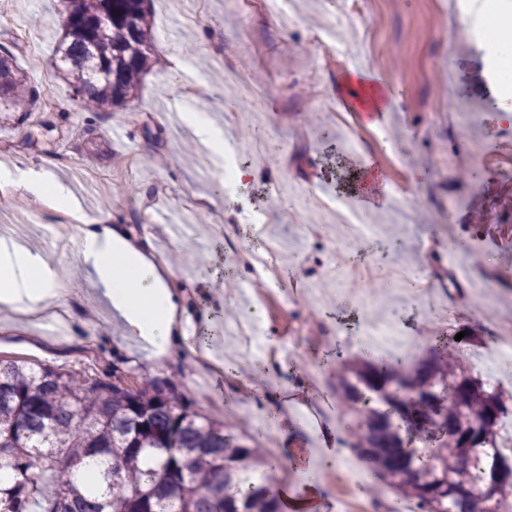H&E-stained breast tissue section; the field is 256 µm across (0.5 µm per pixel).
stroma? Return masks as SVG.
I'll use <instances>...</instances> for the list:
<instances>
[{
    "instance_id": "1",
    "label": "stroma",
    "mask_w": 512,
    "mask_h": 512,
    "mask_svg": "<svg viewBox=\"0 0 512 512\" xmlns=\"http://www.w3.org/2000/svg\"><path fill=\"white\" fill-rule=\"evenodd\" d=\"M196 0H152L153 63L138 97L110 112L84 111L68 87L53 75L62 0H6L7 20L0 21V47L14 40V30L27 26L26 40L15 52L16 62L36 86L43 101L30 112L0 114V170L51 161L53 175L81 203L84 214L108 212L129 239L142 243L157 259L168 261L179 252L184 261L172 264L175 281L187 311L199 304L218 308L211 330L223 339L224 354L235 353L225 338L228 309H248L262 301V316L270 342L288 336L291 319L328 324L340 330L337 338L309 340L307 357L319 366L317 378L293 363L280 361L265 367L261 354L240 356L239 371L251 388L216 396L211 370L183 346L153 357L139 337L126 333L121 322L100 298L92 276L80 263L79 231L64 235L62 243L46 236L52 214L38 213L21 193L8 194L0 208V226L24 239L26 247L43 253L65 290L58 309L66 324L55 331L54 311L33 320L0 311V354L32 359L34 364L90 375L119 376L126 387L138 377L172 380L192 409L225 421V434L246 442L254 432L265 435L267 454L288 470L280 480L289 496L308 489L319 494V512H339L335 490L321 476V466L337 458L340 448H328L320 433L328 425L344 431L346 418L336 399V366L344 360L393 359L392 350L349 346L347 337L363 333L370 324L391 327L407 343V358L421 357L432 346L450 344L452 329L429 318L431 297L411 298L403 288L378 292L365 305L357 295L336 289V279L323 271L325 243L302 235L301 225L319 224L336 232L335 211L314 205L298 206L294 194L318 198L342 197L349 207H363L374 233L360 239L355 261L386 266L399 264L414 270L423 260V247L441 231L434 206H448L449 224L481 249L499 271L512 273V181L501 180L498 167L512 163V121L502 119L500 94L487 73L484 53L471 34L453 19L451 0H368L346 37L351 55L345 65L326 66L313 40L328 20L350 11L352 0H294L289 16L269 18L242 13L238 0H206L197 21H188ZM221 39L224 63L216 65L212 49ZM185 57L187 68L172 71L168 60ZM352 71L369 72L386 90L382 123L369 126L336 104L338 81ZM247 76L262 89L265 107L254 112L239 93L238 76ZM197 85L195 97L180 94L183 84ZM444 105L461 114L466 128L449 131L433 111ZM209 113L234 142L254 178L225 198L210 166H187L181 161L185 145L193 142L184 115ZM263 128L279 147L277 164L252 154L248 132ZM365 135L387 134L386 142L367 150L353 147L350 130ZM42 140L41 148L27 151L14 144L26 133ZM409 156L398 163L392 147ZM142 161L138 178L113 176L108 182H90L95 170L119 167L129 152ZM475 167L478 177L463 178L464 168ZM191 192L214 198L215 206L188 215L191 238L171 230L179 223L177 197ZM152 203V221L137 223L134 206ZM273 221L279 252L292 261L281 267L288 279H301L292 310L266 298L263 289L243 286L245 270L239 252L226 250L213 232L235 214L248 228L253 213ZM512 310V290L486 296L476 291L473 304L460 308L456 326L473 337L471 353L483 351L488 318ZM455 326V327H456ZM279 386L283 397L302 393L301 403L283 411L280 399L267 400L261 410L248 406L252 388Z\"/></svg>"
}]
</instances>
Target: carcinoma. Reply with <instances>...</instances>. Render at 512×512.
I'll list each match as a JSON object with an SVG mask.
<instances>
[{
  "label": "carcinoma",
  "mask_w": 512,
  "mask_h": 512,
  "mask_svg": "<svg viewBox=\"0 0 512 512\" xmlns=\"http://www.w3.org/2000/svg\"><path fill=\"white\" fill-rule=\"evenodd\" d=\"M59 77L87 112L136 98L150 68L152 0H65ZM12 54L0 55V104L24 111L37 100ZM432 349L401 362H345L336 396L353 418L344 444L369 465L374 483L414 499L421 512H499L512 498V456L494 452L512 397L476 378L462 357ZM372 394L378 404L365 402ZM222 421L190 410L170 380L136 389L109 378L62 372L0 356V512H283L258 448L224 434ZM435 443L423 460L412 439ZM98 460L94 483L74 478ZM503 488L478 500L468 488Z\"/></svg>",
  "instance_id": "carcinoma-1"
}]
</instances>
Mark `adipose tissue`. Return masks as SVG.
I'll return each instance as SVG.
<instances>
[{"label":"adipose tissue","mask_w":512,"mask_h":512,"mask_svg":"<svg viewBox=\"0 0 512 512\" xmlns=\"http://www.w3.org/2000/svg\"><path fill=\"white\" fill-rule=\"evenodd\" d=\"M340 106L376 112L383 94L368 76L350 74L337 86ZM20 190L55 211L80 214L81 208L69 190L55 181L48 165L39 163L0 173L1 189ZM79 246L81 262L96 276L102 296L127 332L142 337L156 352L175 343H189L195 356L211 359L216 393L224 391L229 363L214 359L211 336L188 337L190 321L178 304L179 291L171 286L169 269L152 260L142 246L130 242L125 231L103 214L83 225ZM52 270L44 258L7 237H0V307L18 312H36L60 302Z\"/></svg>","instance_id":"1"}]
</instances>
